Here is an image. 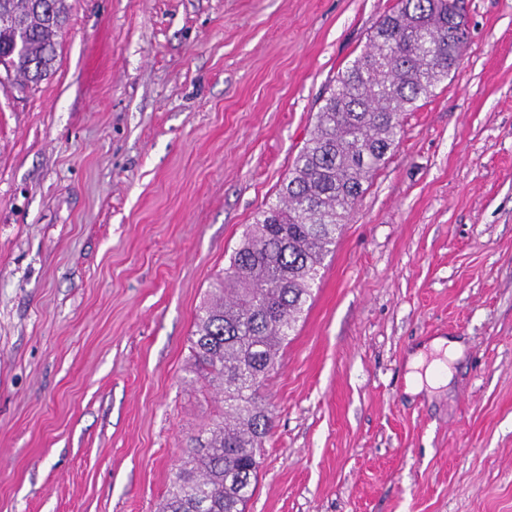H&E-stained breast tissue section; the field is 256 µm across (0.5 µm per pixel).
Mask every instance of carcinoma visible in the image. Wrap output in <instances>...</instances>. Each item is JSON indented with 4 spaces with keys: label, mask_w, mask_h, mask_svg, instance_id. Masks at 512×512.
Instances as JSON below:
<instances>
[{
    "label": "carcinoma",
    "mask_w": 512,
    "mask_h": 512,
    "mask_svg": "<svg viewBox=\"0 0 512 512\" xmlns=\"http://www.w3.org/2000/svg\"><path fill=\"white\" fill-rule=\"evenodd\" d=\"M0 0V56L13 83L36 86L53 71L67 0ZM468 31L453 0H398L369 45L336 76L278 192L247 225L230 265L196 315L191 371L224 393V406L191 438L161 512H245L257 453L272 427L257 392L302 317L342 224L396 145L400 116L432 95L460 63Z\"/></svg>",
    "instance_id": "1"
}]
</instances>
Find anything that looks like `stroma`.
I'll use <instances>...</instances> for the list:
<instances>
[{"mask_svg":"<svg viewBox=\"0 0 512 512\" xmlns=\"http://www.w3.org/2000/svg\"><path fill=\"white\" fill-rule=\"evenodd\" d=\"M69 3L54 74L0 81V512H158L222 404L197 311L396 0ZM467 10L259 391L245 512H512V0ZM431 349L437 357L432 359L426 366L423 375L418 370L425 365L424 355L419 353L410 359L409 368L411 371L407 375V392L412 394L420 392L424 382L432 388L448 382V377H445L444 373L446 369L445 359L454 361L462 354V347L459 341L444 338L434 339L431 343Z\"/></svg>","mask_w":512,"mask_h":512,"instance_id":"35a3bbf8","label":"stroma"}]
</instances>
